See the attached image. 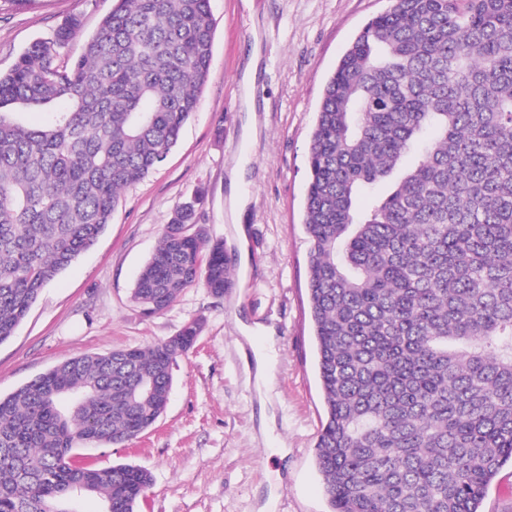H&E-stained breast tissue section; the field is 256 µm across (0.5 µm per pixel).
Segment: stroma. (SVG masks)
Here are the masks:
<instances>
[{"instance_id":"1","label":"stroma","mask_w":512,"mask_h":512,"mask_svg":"<svg viewBox=\"0 0 512 512\" xmlns=\"http://www.w3.org/2000/svg\"><path fill=\"white\" fill-rule=\"evenodd\" d=\"M113 0H0V72L36 39L81 16L56 62L77 59ZM213 55L198 112L165 162L128 187L96 243L41 291L0 344V395L70 357L147 347L200 320L172 367L165 412L122 448H86L100 468L132 462L153 477L139 512H328L315 466L325 419L316 365L303 224L307 152L323 88L355 36L389 0H210ZM257 62L255 108L242 76ZM246 200L229 202L237 171ZM196 201L223 241L234 285L186 288L160 313L131 299L175 208ZM244 226L246 240L236 228ZM268 377H256V355Z\"/></svg>"}]
</instances>
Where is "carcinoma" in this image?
I'll return each mask as SVG.
<instances>
[{
    "label": "carcinoma",
    "mask_w": 512,
    "mask_h": 512,
    "mask_svg": "<svg viewBox=\"0 0 512 512\" xmlns=\"http://www.w3.org/2000/svg\"><path fill=\"white\" fill-rule=\"evenodd\" d=\"M81 30L67 19L0 73V344L166 160L210 69V0H115L59 68ZM308 170L330 512H479L512 463V0H392L325 85ZM200 280L233 286L192 201L132 299L162 312ZM177 357L165 342L81 354L0 396V512H138L148 469L75 450L151 428Z\"/></svg>",
    "instance_id": "cac0c4a2"
}]
</instances>
